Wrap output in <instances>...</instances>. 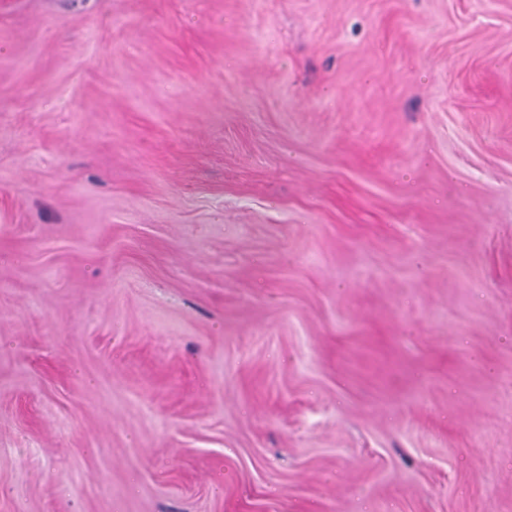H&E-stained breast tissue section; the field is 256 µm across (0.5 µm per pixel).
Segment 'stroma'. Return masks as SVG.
I'll return each mask as SVG.
<instances>
[{"mask_svg":"<svg viewBox=\"0 0 512 512\" xmlns=\"http://www.w3.org/2000/svg\"><path fill=\"white\" fill-rule=\"evenodd\" d=\"M0 512H512V0H0Z\"/></svg>","mask_w":512,"mask_h":512,"instance_id":"35a3bbf8","label":"stroma"}]
</instances>
